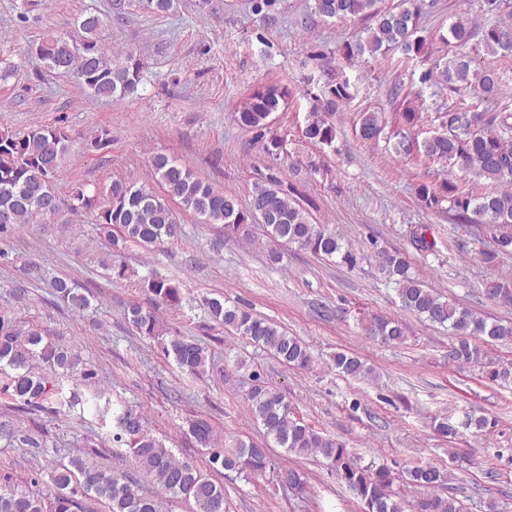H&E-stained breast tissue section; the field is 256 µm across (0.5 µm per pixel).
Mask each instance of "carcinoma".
Returning a JSON list of instances; mask_svg holds the SVG:
<instances>
[{"instance_id": "obj_1", "label": "carcinoma", "mask_w": 512, "mask_h": 512, "mask_svg": "<svg viewBox=\"0 0 512 512\" xmlns=\"http://www.w3.org/2000/svg\"><path fill=\"white\" fill-rule=\"evenodd\" d=\"M397 8H383L379 0H314L313 13L324 20L361 19L367 22L363 35L342 43L339 59L349 64L369 55L387 59L400 49L410 58L427 52V38L419 34L421 15L434 7V0H403ZM512 0H483L486 22L476 26L459 17L448 28L445 41L452 48L448 62L437 72V80L456 90L477 82L483 97L498 98L502 93V76L493 67L479 68L467 46L480 38L484 47L496 53L512 54V9L505 5ZM280 0H251L253 15L264 23L275 20ZM78 38L64 39L49 35L27 48L37 56L49 72L72 75L89 95L116 99L134 89L140 81V66L134 55L122 61L105 56L99 38L107 18L95 11L80 15L76 22ZM349 80L338 79L322 88V108L307 116L302 137L310 144L333 146L337 138L335 123L329 116L336 107L351 99ZM288 88L262 85L255 88L236 112L237 123L256 132L263 148L271 156L285 150L284 137L270 128V116L284 109ZM421 112L408 101L398 112L394 149L397 153L417 152L425 160L448 168L441 180H420L416 183L418 199L429 208H441L456 213L463 223L480 226L493 240L494 247L479 253L488 268L498 264L500 256L512 254V113L491 112L481 103H457L444 112L441 130L412 140L406 130L420 121ZM382 117L375 111L360 113L359 138L367 143L376 140L382 129ZM71 143L57 127L42 126L25 132H0V210L11 214L10 222L0 224V235H8L25 224L47 223L60 212V199L55 183L65 168V158ZM151 169L162 191L145 185L114 182L107 192V202L96 207L95 197L83 188L73 191L76 204L72 209L98 208L96 226L99 234L120 254L128 245L149 248L171 241L177 236L178 221L171 202H178L204 224L224 226L226 238H249L247 227L258 224L268 242L277 246H295L300 250L339 260L353 266L357 253L345 236L327 224H315L297 200L294 188L282 187L268 179L254 184L250 205L242 208L235 195L212 187L197 178L177 158L158 153L151 157ZM487 182L488 191L476 194L473 184ZM122 228L116 235L113 227ZM429 227L412 230L411 243L416 251L431 254L436 243L428 238ZM379 270L395 285L401 307L423 320L448 329L456 342L448 349V361L477 364L490 384L512 378V372L483 363V343H512V321L489 320L468 308L452 302L427 288L410 271V264L399 251L389 252L373 245ZM57 296L72 309L81 312L90 307V300L76 286L64 279L52 283ZM155 302L177 307L182 303L181 288L162 277L143 280ZM486 294L494 302L512 306V277L498 275L486 282ZM208 316L273 355L283 365L308 371L314 363L309 346L296 336L288 335L275 322L252 314L239 305H229L220 298L205 300ZM125 318L140 336L158 335V319L152 310L130 306ZM365 331L384 344H402L408 333L394 317L375 316ZM45 330L26 327L0 314V364L13 370L7 389L11 396L27 406L39 408L55 416L79 401L63 396V380H86L91 370L78 369L79 360L70 351L44 340ZM165 356L171 358L178 373L200 377L206 372L209 357L205 347L192 336L173 335L163 342ZM333 363L339 375L354 380H367L373 369L358 356L338 352ZM253 422L261 426L267 441L285 449L289 455H316L334 471L336 480L360 501L363 512H405V499L399 488L406 483L416 493L414 512H465L453 494L441 492L450 473L421 461L407 469L405 475L394 472L385 464H364L347 445L296 415L285 396L269 387L261 375L252 374V384L246 394ZM112 415V442L125 447L137 472L152 481L169 498L184 497L194 501L196 512H224V487L215 483L196 465L178 459L172 449L149 433L143 426L137 409L117 401L115 407L95 405L94 415L105 420ZM488 427L484 417L466 415L454 423L448 417L435 421V431L454 439L466 430L472 436L481 435ZM195 442L208 451L209 468L231 471L247 477L266 472L271 465L267 449L253 442L239 440L234 448H217L213 432L203 420L189 426ZM0 437L21 446L40 448L42 443L16 428L1 424ZM51 510H45V497L18 492L0 486V512H75L74 500L79 485L83 493L107 504L109 512H161L157 498L143 493L139 481L122 468L103 470L73 457L69 465L50 475Z\"/></svg>"}]
</instances>
